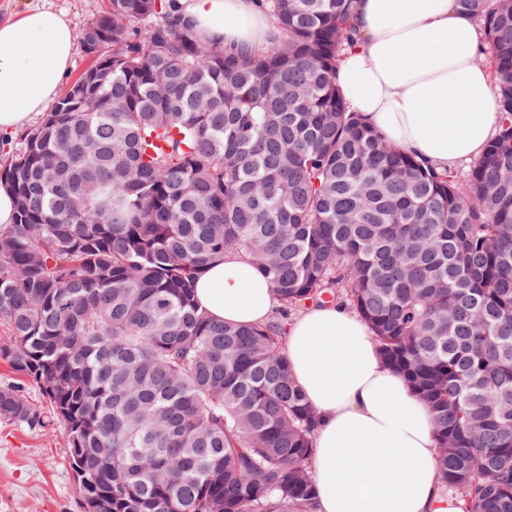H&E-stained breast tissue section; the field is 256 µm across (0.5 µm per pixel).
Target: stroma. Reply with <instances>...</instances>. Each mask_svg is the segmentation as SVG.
<instances>
[{
	"label": "stroma",
	"instance_id": "35a3bbf8",
	"mask_svg": "<svg viewBox=\"0 0 512 512\" xmlns=\"http://www.w3.org/2000/svg\"><path fill=\"white\" fill-rule=\"evenodd\" d=\"M37 3L63 11L79 29L109 0H0V18ZM80 500L63 428L0 421V512H82Z\"/></svg>",
	"mask_w": 512,
	"mask_h": 512
}]
</instances>
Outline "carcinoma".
I'll return each instance as SVG.
<instances>
[{"label": "carcinoma", "instance_id": "carcinoma-1", "mask_svg": "<svg viewBox=\"0 0 512 512\" xmlns=\"http://www.w3.org/2000/svg\"><path fill=\"white\" fill-rule=\"evenodd\" d=\"M260 48L200 37L179 0H110L92 85L68 83L0 170V420L58 424L82 499L110 512H317V416L283 325L359 315L428 406L442 489L512 512V0L479 20L499 130L464 176L348 110L336 64L356 0H258ZM234 253L270 280L259 325L193 301ZM18 385L24 391L27 399L36 404H44L40 387L31 379L17 375L10 365L0 358V385Z\"/></svg>", "mask_w": 512, "mask_h": 512}]
</instances>
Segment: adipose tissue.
<instances>
[{"label": "adipose tissue", "instance_id": "1", "mask_svg": "<svg viewBox=\"0 0 512 512\" xmlns=\"http://www.w3.org/2000/svg\"><path fill=\"white\" fill-rule=\"evenodd\" d=\"M200 34L260 46L256 0H180ZM359 36L336 85L349 109L389 142L445 170L480 158L497 132L491 74L475 57L478 22L456 0H357ZM77 40L67 16L34 7L0 21V132L43 112ZM196 302L217 320L259 324L278 303L250 261L208 266ZM296 384L318 415L311 470L319 512H462L444 494L428 407L380 358L371 332L340 305H312L284 324Z\"/></svg>", "mask_w": 512, "mask_h": 512}]
</instances>
